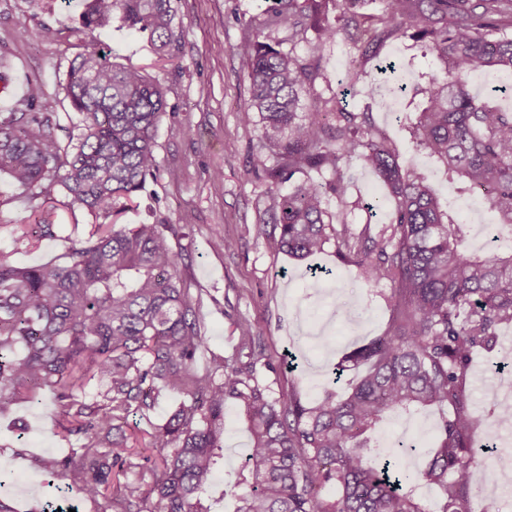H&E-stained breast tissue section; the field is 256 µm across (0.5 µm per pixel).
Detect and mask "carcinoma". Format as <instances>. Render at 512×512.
<instances>
[{
	"mask_svg": "<svg viewBox=\"0 0 512 512\" xmlns=\"http://www.w3.org/2000/svg\"><path fill=\"white\" fill-rule=\"evenodd\" d=\"M272 0L264 27L288 32L293 43L308 31L331 43L347 35L366 66L382 45L408 37L434 55L439 70L414 85L423 107L409 130L414 150L442 165L448 190L484 193L512 227V110L475 96L474 72L512 74V0ZM117 18L147 34L153 51L178 60L184 30L174 0H85L79 26L84 42L71 62L67 97L80 115L79 134L63 144L55 102L40 83L29 84L22 108L0 112V176L41 200L18 215L15 244L57 236L56 196L70 210L96 218L122 213L158 170L156 130L167 91L133 66L113 64L97 33ZM249 32L235 47L249 75L241 118L259 119L260 141L276 156L264 170L278 249L296 259L321 253L326 226L348 224L351 159L389 189L393 207L378 235L336 231L339 257L357 266L368 284H390L387 331L345 357L366 373L342 394L327 389L314 404L297 393L272 395L258 379L251 326L241 324L246 358H214L204 373L193 367L204 345L197 310L179 273L172 224H97L57 261L20 266L0 250V415L20 403L38 404L47 388L61 408L48 429L79 435L82 443L45 469L98 506L97 512H213L209 487L224 460V408L239 404L249 432L244 460L223 496L233 512H470L485 485L467 469L475 448L490 452L494 434L478 445L477 418L466 392L474 354L495 348L512 324V247L469 243L471 225L403 159L376 128L371 112L347 109L344 95L316 97L297 119L300 95L327 81L322 56H301L282 42ZM340 202L336 215L323 195ZM92 380L99 399H82ZM186 401L149 431L128 417L151 409L159 387ZM440 413L438 443L425 466L404 469L400 457L372 444L392 414ZM489 417L512 425V402L498 401ZM156 451L136 465V449ZM138 467L140 476L128 470ZM423 484L441 493L437 510L422 506Z\"/></svg>",
	"mask_w": 512,
	"mask_h": 512,
	"instance_id": "carcinoma-1",
	"label": "carcinoma"
}]
</instances>
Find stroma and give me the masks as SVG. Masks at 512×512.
Instances as JSON below:
<instances>
[{"instance_id": "stroma-1", "label": "stroma", "mask_w": 512, "mask_h": 512, "mask_svg": "<svg viewBox=\"0 0 512 512\" xmlns=\"http://www.w3.org/2000/svg\"><path fill=\"white\" fill-rule=\"evenodd\" d=\"M79 0H0V79L28 87L38 78L58 112L69 111L65 84L73 58L84 46L65 31L77 24ZM185 28L179 65L159 60L146 38L120 22L100 38L112 63L133 65L167 86L168 107L158 124L156 157L159 171L123 216L126 224H177L183 231L178 250L179 273L190 289L200 316L207 349L196 360L198 369L212 365L216 356H235L238 324H250L255 351L263 361L258 374L273 394L296 390L303 402L313 403L327 388L333 364L369 339L382 335L388 319L390 285L364 283L353 264L336 254L335 241L323 253L299 261L281 252L276 242L280 229L268 221L270 198L259 172L271 164L270 149L261 146L258 124L241 119L250 79L233 51L243 36L262 28L265 0H176ZM36 30V38L20 42V26ZM299 53L317 52L329 80L317 83L322 97L346 87L357 52L347 36L319 43L308 33ZM384 57L397 62L402 78L414 84L433 72L437 60L410 48L408 40L390 42ZM366 83L378 86L385 109L373 112V122L404 154H411L408 119L420 102L411 95L395 96L377 68H370ZM177 180H169L168 170ZM351 197L357 205L348 217V232L363 225L380 229L388 221L387 191L377 177L352 165ZM0 249L10 252L21 266L52 262L69 245L74 224L90 223L84 212L59 208L57 238L32 248H16L12 223L17 210L29 207L26 194L0 177ZM232 248H225V241ZM344 309H337V302ZM498 353L476 355L468 376L478 424L477 439L490 428L486 416L492 400L485 382L498 368ZM61 409L51 398L36 406L17 405L12 416L0 418V468L13 476L0 487L16 512H30L39 500H55L62 479L47 481L44 464L64 457L67 440L51 434L46 425ZM439 415L429 412L411 419L392 417L382 428L383 448L397 444L399 428H408L421 446L407 458L411 469L425 463L437 433ZM247 430L236 404L224 409V466L216 473L212 493L220 495L243 460Z\"/></svg>"}]
</instances>
